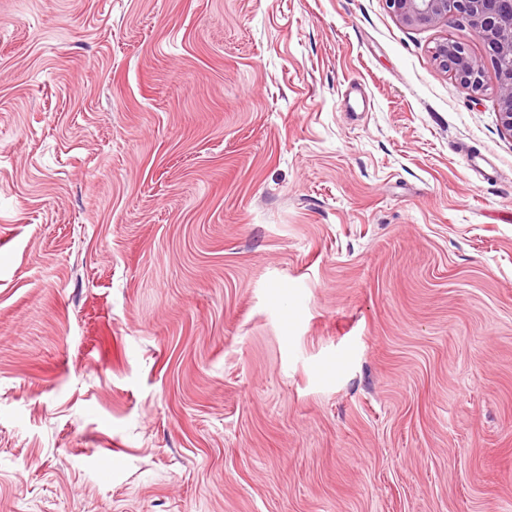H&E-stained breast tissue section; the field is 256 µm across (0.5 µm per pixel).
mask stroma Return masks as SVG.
I'll return each mask as SVG.
<instances>
[{"mask_svg":"<svg viewBox=\"0 0 512 512\" xmlns=\"http://www.w3.org/2000/svg\"><path fill=\"white\" fill-rule=\"evenodd\" d=\"M443 39L0 0V512H512V137ZM432 56L436 64L449 72L470 95L483 91L485 62L472 56L464 44L445 39L436 44Z\"/></svg>","mask_w":512,"mask_h":512,"instance_id":"stroma-1","label":"stroma"}]
</instances>
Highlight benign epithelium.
<instances>
[{
	"label": "benign epithelium",
	"mask_w": 512,
	"mask_h": 512,
	"mask_svg": "<svg viewBox=\"0 0 512 512\" xmlns=\"http://www.w3.org/2000/svg\"><path fill=\"white\" fill-rule=\"evenodd\" d=\"M388 9L403 23L433 26L463 19L484 42L496 66L497 94L502 129L512 137V0H385ZM432 56L471 95L483 91L485 62L466 46L446 40L436 44Z\"/></svg>",
	"instance_id": "1"
}]
</instances>
